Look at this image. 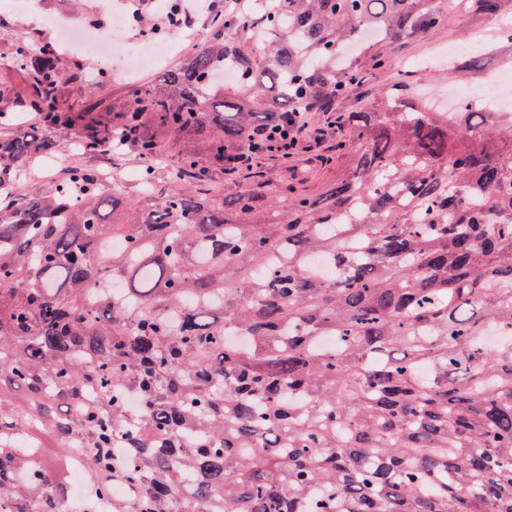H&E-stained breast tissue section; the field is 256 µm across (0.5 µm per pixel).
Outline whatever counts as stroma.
Instances as JSON below:
<instances>
[{"instance_id": "1", "label": "stroma", "mask_w": 512, "mask_h": 512, "mask_svg": "<svg viewBox=\"0 0 512 512\" xmlns=\"http://www.w3.org/2000/svg\"><path fill=\"white\" fill-rule=\"evenodd\" d=\"M491 17L497 19L499 27L512 28V0H495L494 8L490 11L481 7L449 8L448 21L444 26L419 34L410 41L390 45L382 65L363 61L360 84L346 96L336 99L332 104L333 111H356L360 106L377 100L382 91L405 76L428 96L441 98L449 86L455 85L456 80L448 68L439 65L437 55L452 42L479 39L486 43L485 48L475 51L476 67L469 72L465 87L475 90L490 77L512 72V46L496 43L494 33L485 27L486 20ZM211 34L205 13H196L191 29L173 36L172 41L176 46L174 53L162 63L143 66L131 76L125 75L119 66L113 67L110 72H101L100 64L94 58L70 54L61 74V100L69 104L80 102L101 110L121 105L131 84L156 80L161 72L180 65L196 53ZM22 36L34 45L48 40L47 32L38 29L34 17L28 12L0 10V112L11 110L14 106L13 94L20 83V76L13 68L12 53L18 38ZM55 138L60 146L57 157L62 161L61 169L36 161L27 163L16 185L17 192H24L33 185L45 190L52 189L63 170L98 171L108 165L128 173V187L136 189L135 173L139 159L132 150L125 148L105 158L69 146V137L65 132H56ZM339 168L336 132L330 128L325 129L323 137L311 134L304 138L288 160L270 157L262 164L269 178L309 190L335 177Z\"/></svg>"}]
</instances>
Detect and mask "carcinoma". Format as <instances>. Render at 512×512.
<instances>
[{"mask_svg":"<svg viewBox=\"0 0 512 512\" xmlns=\"http://www.w3.org/2000/svg\"><path fill=\"white\" fill-rule=\"evenodd\" d=\"M447 16L448 0L215 16L220 35L110 118L63 104L60 55L18 40L19 105L43 131L0 135V512H67L66 480L15 444L24 421L91 450L112 512H512V335L484 342L512 329V113L386 91L341 115L344 167L314 191L247 180L235 157L353 89L345 44L378 65ZM220 68L240 72L234 92ZM56 129L95 154L124 138L142 196L81 169L19 195ZM185 132L224 164V197L190 154L153 194ZM17 391L27 406L3 409Z\"/></svg>","mask_w":512,"mask_h":512,"instance_id":"1","label":"carcinoma"}]
</instances>
